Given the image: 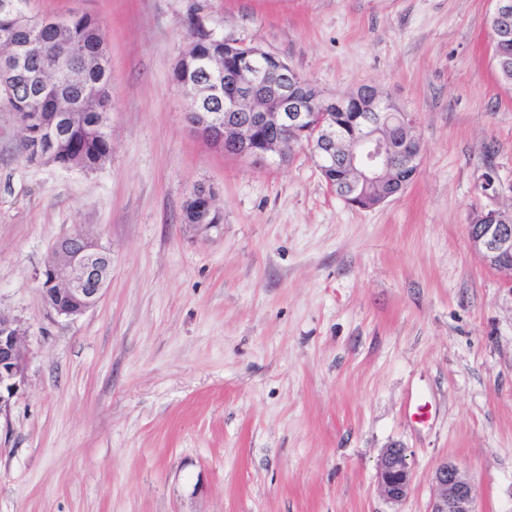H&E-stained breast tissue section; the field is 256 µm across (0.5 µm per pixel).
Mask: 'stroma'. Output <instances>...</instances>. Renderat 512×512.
<instances>
[{"instance_id": "stroma-1", "label": "stroma", "mask_w": 512, "mask_h": 512, "mask_svg": "<svg viewBox=\"0 0 512 512\" xmlns=\"http://www.w3.org/2000/svg\"><path fill=\"white\" fill-rule=\"evenodd\" d=\"M492 0H32L103 25L112 154L93 172L29 163L0 107V312L26 382L0 418V512H427L440 462L480 512H512V286L468 226L512 207V85ZM276 54L326 94L378 87L424 145L405 192L348 205L299 143L224 154L174 81L190 24ZM495 171L500 192L481 189ZM210 188L223 221L182 206ZM112 252L98 304L57 318L48 250ZM411 490H377L384 448ZM200 189L197 191V193L194 195V198L199 199L203 204L201 207V211L203 212V215L201 219L197 222L198 224H194L195 222V204L196 201L193 199V194L188 197L183 205V221L185 224H192L194 225L199 231L201 232H207L213 227L216 226V224L221 223V215L219 214L217 216V223L211 224V221L209 220L210 214L212 210L214 209V194L210 189H206L205 187H199ZM406 448L391 446L380 455L377 466L379 494L392 505L401 504L408 496L412 473Z\"/></svg>"}]
</instances>
